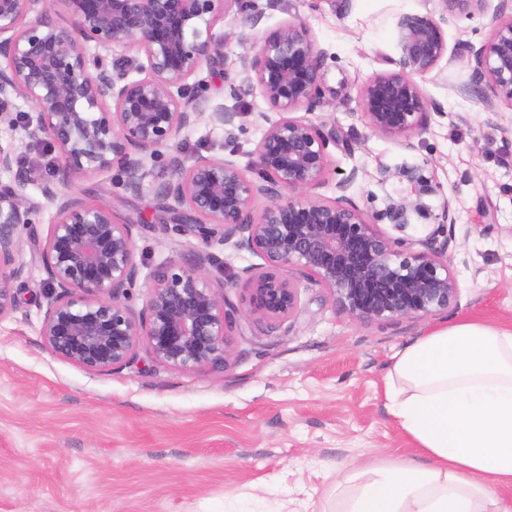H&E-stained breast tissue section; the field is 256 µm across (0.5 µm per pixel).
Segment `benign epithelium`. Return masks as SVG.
Here are the masks:
<instances>
[{"mask_svg":"<svg viewBox=\"0 0 512 512\" xmlns=\"http://www.w3.org/2000/svg\"><path fill=\"white\" fill-rule=\"evenodd\" d=\"M48 1L60 3L74 23L48 20ZM234 6L242 11L253 3L0 0V117L16 98L30 104L36 119H26V135L58 150L62 172L60 186L43 188L48 200H64L41 251L50 288L41 336L53 354L82 370H120L144 347L173 370L222 372L230 365L239 313L276 326L297 312L303 279L326 289L340 310L362 323L427 318L458 305L450 239H440L457 215L443 185L425 174L427 163L380 166L378 182L391 191L384 208L372 214L345 195L359 176L356 167L336 182L339 196L317 195L326 183L329 147L339 139L297 112L319 96L322 52L297 21L251 34L260 11L248 16L249 31L239 34L255 49L242 58V68L281 118L255 146L254 175L231 159L197 154L159 194L178 234L205 245L218 236L263 263L217 286L209 268L224 263L199 251L189 263L168 260L151 270L140 313L122 301L139 273L136 224L69 196L70 179L119 162L127 186L138 188L139 163L131 155H158L198 121L199 83L191 78L204 64H224V34L215 26ZM449 21L444 14L398 18V69L371 77L359 96L361 117L373 134L412 147L429 107L417 78L445 57L443 25ZM489 29L485 40L469 46L468 64L492 111L501 103L512 106V15L494 13ZM131 50L144 58L139 79L110 60ZM236 117L222 107L209 113L230 144L237 139ZM27 182L19 169L15 184H0V318L16 309L12 284L23 273L15 230L35 223L22 194ZM416 216L432 220L423 235L393 237L380 227L385 220L404 232Z\"/></svg>","mask_w":512,"mask_h":512,"instance_id":"obj_1","label":"benign epithelium"}]
</instances>
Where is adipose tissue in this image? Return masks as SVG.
Here are the masks:
<instances>
[{"label": "adipose tissue", "instance_id": "1", "mask_svg": "<svg viewBox=\"0 0 512 512\" xmlns=\"http://www.w3.org/2000/svg\"><path fill=\"white\" fill-rule=\"evenodd\" d=\"M386 408L414 454L331 484L322 512H512V329L465 321L406 346Z\"/></svg>", "mask_w": 512, "mask_h": 512}]
</instances>
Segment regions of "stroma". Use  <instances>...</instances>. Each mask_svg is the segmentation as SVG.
Returning <instances> with one entry per match:
<instances>
[{
	"instance_id": "stroma-1",
	"label": "stroma",
	"mask_w": 512,
	"mask_h": 512,
	"mask_svg": "<svg viewBox=\"0 0 512 512\" xmlns=\"http://www.w3.org/2000/svg\"><path fill=\"white\" fill-rule=\"evenodd\" d=\"M258 32L303 22L323 53L321 95L310 117L334 128L331 171L322 197H336L337 170L359 168L349 195L363 210L382 208L380 164L427 162L458 216L448 233L460 285L457 307L428 319L361 323L327 290L303 283L298 312L266 329L240 317L230 366L185 373L139 350L133 364L91 373L56 357L40 335L49 288L39 251L55 216L42 188L62 178L58 153L30 141L22 126L0 122V145L13 146L30 176L23 194L35 207L18 228L24 273L19 304L0 318V512H318L338 471L411 454L413 443L385 408L393 355L429 332L463 319L512 327V107L487 110L471 80L469 45L489 34L495 11L512 0L454 8L444 27L449 57L421 80L432 109L426 129L403 147L373 135L359 93L394 70L398 18L440 14L442 0H255ZM244 16L224 18L223 66L202 68L199 121L158 157H142L137 192L120 166L73 181L86 203L134 219L140 278L188 257L198 240L163 230L158 189L192 156L224 155V130L207 114L237 113L235 162L243 168L267 121L278 120L243 81L238 41Z\"/></svg>"
}]
</instances>
